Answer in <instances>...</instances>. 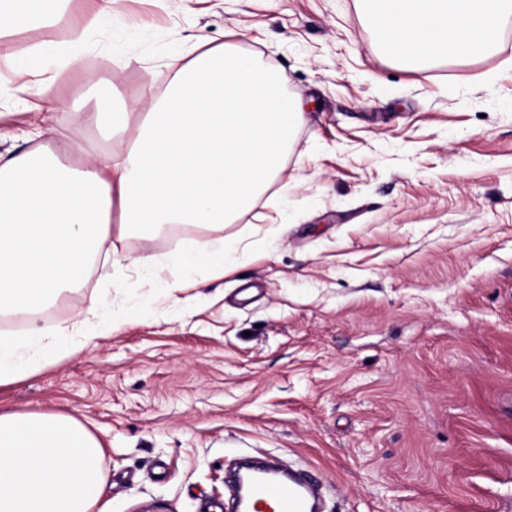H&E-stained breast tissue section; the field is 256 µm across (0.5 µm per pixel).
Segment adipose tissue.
I'll list each match as a JSON object with an SVG mask.
<instances>
[{
	"label": "adipose tissue",
	"instance_id": "adipose-tissue-1",
	"mask_svg": "<svg viewBox=\"0 0 512 512\" xmlns=\"http://www.w3.org/2000/svg\"><path fill=\"white\" fill-rule=\"evenodd\" d=\"M63 0H0V38L53 21ZM388 49L409 66L494 52L512 0H363ZM164 92L142 90L147 111L122 104L83 113L110 127L109 154L88 158L70 137L0 154V318L24 316L22 337H0V384L51 362L56 340L97 338V298L54 326L37 317L81 285L90 256L167 271L173 282L224 272L226 224L251 210L277 176L301 121L279 77L224 43L191 47ZM169 224L200 231L189 253L118 254L113 237L151 239ZM98 439L76 418L38 410L0 413V512H94L107 476Z\"/></svg>",
	"mask_w": 512,
	"mask_h": 512
}]
</instances>
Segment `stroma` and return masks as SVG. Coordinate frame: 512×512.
Wrapping results in <instances>:
<instances>
[{"instance_id": "35a3bbf8", "label": "stroma", "mask_w": 512, "mask_h": 512, "mask_svg": "<svg viewBox=\"0 0 512 512\" xmlns=\"http://www.w3.org/2000/svg\"><path fill=\"white\" fill-rule=\"evenodd\" d=\"M98 0H68L0 39V130L39 120L28 74L52 68L51 123L85 154L82 115L195 43H233L282 79L302 120L262 219L225 225L226 272L189 309L151 274L93 259L50 324L97 297L121 327L0 385V411L81 421L101 442L99 512H199L228 463L319 469L324 512H512V15L479 59L409 69L359 0H119L111 38L53 69ZM194 227L119 253L174 254Z\"/></svg>"}]
</instances>
